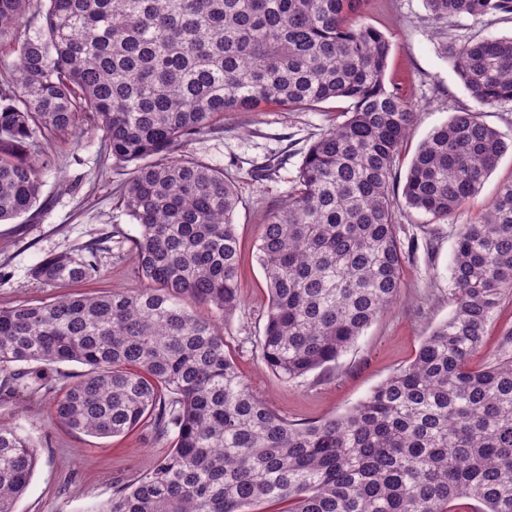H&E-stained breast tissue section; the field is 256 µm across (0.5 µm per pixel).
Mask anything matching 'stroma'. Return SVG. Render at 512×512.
<instances>
[{"instance_id":"1","label":"stroma","mask_w":512,"mask_h":512,"mask_svg":"<svg viewBox=\"0 0 512 512\" xmlns=\"http://www.w3.org/2000/svg\"><path fill=\"white\" fill-rule=\"evenodd\" d=\"M362 21L390 40L386 83L400 88L417 108L392 172L391 182L399 191L422 141L454 112L475 108L443 52L445 43L460 46L481 38L512 37V18L463 15L438 23L430 18L424 0H367ZM348 107L347 100L338 99L308 109L264 104L254 111L229 112L210 131L174 150L175 155L223 167L235 182L241 198L236 214L240 305L224 332L226 351L258 395L278 414L299 423L344 413L415 358L424 337L453 312L451 269L459 226L485 213L500 185L512 181L510 151L481 189L447 220L433 222L398 205L399 236L415 243L403 267L399 299L328 372L283 381L266 368L260 347L268 308L264 274L256 261L261 226L287 201L309 145L341 121ZM93 125L92 117L80 116L79 135L52 141L36 206L0 224V309L66 295L143 288L132 252L138 226L120 205L135 166L114 162ZM90 244L100 269L96 278L47 286L33 277L43 258ZM507 350L512 352V291L501 300L471 364L489 365ZM30 369L42 386L36 394L14 388L0 370V425L21 427L38 453L15 512H98L117 487L149 473L168 450L169 441L154 440L146 426L108 438L66 428L52 417V402L65 383L78 379L83 365L34 363Z\"/></svg>"}]
</instances>
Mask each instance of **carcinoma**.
<instances>
[{"instance_id":"1","label":"carcinoma","mask_w":512,"mask_h":512,"mask_svg":"<svg viewBox=\"0 0 512 512\" xmlns=\"http://www.w3.org/2000/svg\"><path fill=\"white\" fill-rule=\"evenodd\" d=\"M425 2L436 20L512 15V0ZM364 5L0 0V44L16 53L0 80V222L37 204L46 146L81 114L115 162L137 163L122 203L147 287L0 309L1 368L86 367L53 402L60 423L97 437L146 423L172 440L103 512H459L463 499L470 512H512V356L470 367L512 289V182L459 226L454 310L415 358L345 413L294 423L252 391L218 327L239 307L234 181L198 158H166L226 112L350 101L309 146L256 255L265 364L286 381L329 370L394 304L405 264L390 179L416 108L386 86L391 44L361 22ZM445 51L477 106L512 101V37ZM510 149L478 113H455L413 157L406 205L448 219ZM97 274L92 247L33 268L47 285ZM37 460L21 428L0 426V512H14Z\"/></svg>"}]
</instances>
